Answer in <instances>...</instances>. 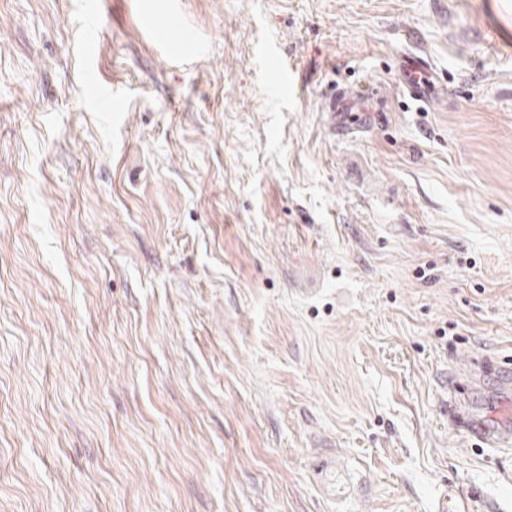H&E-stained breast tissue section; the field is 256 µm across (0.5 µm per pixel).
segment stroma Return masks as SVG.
I'll return each mask as SVG.
<instances>
[{
  "label": "stroma",
  "mask_w": 512,
  "mask_h": 512,
  "mask_svg": "<svg viewBox=\"0 0 512 512\" xmlns=\"http://www.w3.org/2000/svg\"><path fill=\"white\" fill-rule=\"evenodd\" d=\"M474 357L489 416L512 0H0V512H512ZM147 28L155 34V43L160 47L170 50V38L179 32V27L176 24L173 16H168L161 22L149 20ZM409 70V79L406 82L405 89L410 96L415 97L418 100H425L427 98V92L429 86L420 84L418 74L422 75L423 72L429 73L430 65L429 62L421 55H410L408 60L404 63ZM356 94L350 89H339L325 97L323 110L328 112L332 119L336 118V112H361L355 109ZM453 424L463 428L470 435H475L492 446L509 448L512 444V400L507 401L498 415L491 418L479 417L472 412L462 410L455 403L448 404ZM511 424V425H510Z\"/></svg>",
  "instance_id": "1"
}]
</instances>
